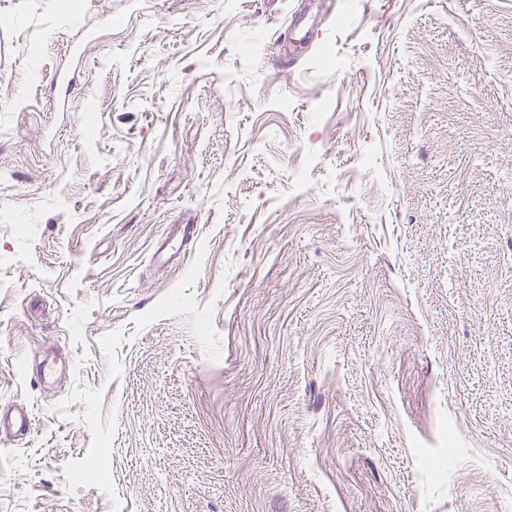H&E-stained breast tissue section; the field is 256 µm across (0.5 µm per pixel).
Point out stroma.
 <instances>
[{"label": "stroma", "instance_id": "obj_1", "mask_svg": "<svg viewBox=\"0 0 512 512\" xmlns=\"http://www.w3.org/2000/svg\"><path fill=\"white\" fill-rule=\"evenodd\" d=\"M294 4L0 0V512H512V0ZM198 224H175L170 235L153 247L155 261L174 263L185 257L186 246L198 237ZM32 421L28 404L22 400L13 401L0 416V432L11 437L24 436L30 431Z\"/></svg>", "mask_w": 512, "mask_h": 512}]
</instances>
